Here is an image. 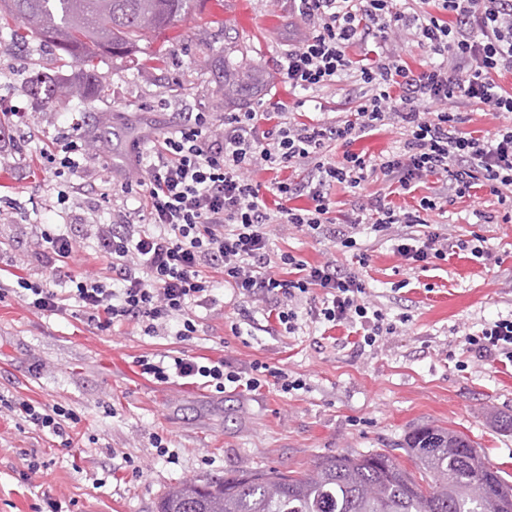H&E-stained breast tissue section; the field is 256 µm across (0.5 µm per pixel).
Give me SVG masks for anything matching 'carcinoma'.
Here are the masks:
<instances>
[{"label": "carcinoma", "instance_id": "carcinoma-1", "mask_svg": "<svg viewBox=\"0 0 512 512\" xmlns=\"http://www.w3.org/2000/svg\"><path fill=\"white\" fill-rule=\"evenodd\" d=\"M193 0H0L20 24L10 36H37L95 68L104 55L135 62L140 43L158 38ZM81 82L52 83L46 102L79 98ZM456 431L429 425L408 433L415 471L385 449L327 454L303 472L238 470L216 479H184L157 512H512V483Z\"/></svg>", "mask_w": 512, "mask_h": 512}]
</instances>
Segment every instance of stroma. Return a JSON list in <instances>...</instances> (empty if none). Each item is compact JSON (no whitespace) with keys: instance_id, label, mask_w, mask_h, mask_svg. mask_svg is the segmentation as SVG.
<instances>
[{"instance_id":"35a3bbf8","label":"stroma","mask_w":512,"mask_h":512,"mask_svg":"<svg viewBox=\"0 0 512 512\" xmlns=\"http://www.w3.org/2000/svg\"><path fill=\"white\" fill-rule=\"evenodd\" d=\"M301 34L288 0H205L190 7L170 42L151 41L139 65L106 56L86 71L39 38L14 42L0 29V125L18 138L0 150V204L18 213L16 222L0 223V276L32 268L26 250L36 231L69 221L52 204L55 182L42 154L73 119L82 120L88 140L109 138L103 159L83 168L86 190L78 197L108 224L112 210L100 206L96 187L122 181L133 142L162 135L180 113L262 112L279 101L291 118L314 124L354 112L356 92L331 86L306 103L284 82L280 64ZM46 78L81 81L89 91L47 105L35 89ZM15 107L23 124L8 114ZM492 202L481 189L427 216L447 226L452 240L483 239L488 260L459 249L413 269L391 243L363 233L368 300L388 319L409 321L404 334L360 354L349 327L327 330L306 317L288 335L260 312L235 334L232 307L205 310L195 339L182 344L130 325L92 331L73 316L34 310L17 294L0 296V393L58 402L85 418L83 439L69 449L28 426L0 424V512H32L47 495L65 512H156L178 480L241 468L298 471L330 453L388 448L409 469L402 445L422 423L467 435L512 481V434L489 420L493 412L512 414V362L475 358L461 336L462 327L477 332L512 314V223L476 218ZM274 242L311 263L329 255L341 265L354 262L328 239L293 229L276 230ZM176 349L243 365L258 359L303 376L308 387L288 395L272 386L215 394L199 383L157 385L140 375L137 357ZM108 405L113 413H105ZM156 433L167 437L170 457L157 456ZM28 455L42 464L31 484L22 476ZM127 455L139 472L126 467Z\"/></svg>"}]
</instances>
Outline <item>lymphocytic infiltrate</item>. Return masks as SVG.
Returning <instances> with one entry per match:
<instances>
[{
    "label": "lymphocytic infiltrate",
    "mask_w": 512,
    "mask_h": 512,
    "mask_svg": "<svg viewBox=\"0 0 512 512\" xmlns=\"http://www.w3.org/2000/svg\"><path fill=\"white\" fill-rule=\"evenodd\" d=\"M293 14L306 26L303 38L283 62L291 88L317 92L350 79L360 86L354 119L305 124L287 112H228L215 117L186 112L172 130L135 151L125 181L103 185L101 202L111 205L112 221L96 223L92 214L78 223L41 231L34 251L39 278L20 277L16 285L29 306L54 315L74 311L88 328L106 331L130 324L141 335L174 332L188 342L198 332L199 309L216 304L215 274L238 315L232 332L263 311L274 315L288 334L299 328L301 306L311 289L326 293L312 311L315 322L337 327L360 326V346H375L400 335L402 325L389 320L367 299L359 269L368 254L358 238L362 230L392 241L409 264L444 261L455 247L447 229L427 226L425 213L472 197L489 188L512 222V123L480 133L463 130L456 104L469 101L488 111L512 113V92L498 79L512 74V0H290ZM426 49L430 62L414 70L404 65L395 36ZM372 40L368 63L347 53L356 42ZM395 124L402 140L397 149L375 158L353 152L354 142L382 126ZM79 121L63 132L60 150L49 152L46 168L55 179L71 182L80 174V158L90 152ZM343 150L333 159L331 146ZM301 169L299 179L254 181L258 170ZM445 178V190L421 183ZM388 192L357 199L343 221L332 219L336 186L361 190L371 178ZM418 193L415 206L398 207L388 193ZM137 194L143 208L119 206V198ZM308 198L305 207L294 199ZM324 236L354 251L356 267L329 257L309 263L288 251L275 250V226ZM418 234H411V227ZM95 243L105 260L104 272L71 274L67 260L83 240ZM465 346L478 358L499 355L512 360V316L466 333ZM136 364L159 384L204 378L216 393L227 387L257 391L276 386L283 394L306 389L303 377L255 361L241 367L226 358L172 355L140 356ZM0 408L28 426L73 444L80 422L62 404H42L0 394Z\"/></svg>",
    "instance_id": "lymphocytic-infiltrate-1"
}]
</instances>
